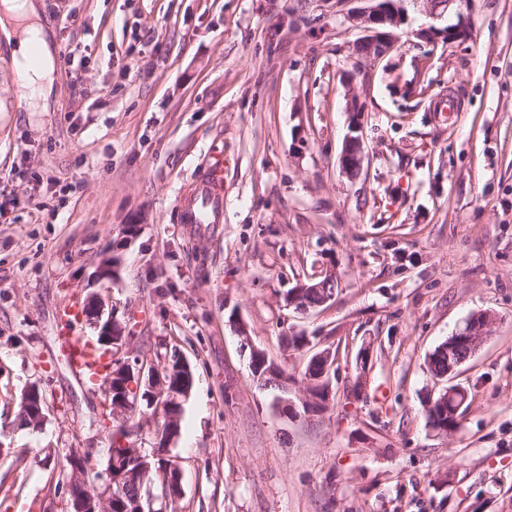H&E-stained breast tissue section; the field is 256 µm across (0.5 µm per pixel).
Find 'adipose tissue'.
I'll list each match as a JSON object with an SVG mask.
<instances>
[{
    "label": "adipose tissue",
    "instance_id": "1",
    "mask_svg": "<svg viewBox=\"0 0 512 512\" xmlns=\"http://www.w3.org/2000/svg\"><path fill=\"white\" fill-rule=\"evenodd\" d=\"M0 38L11 45L13 62L29 89V105L46 99L54 63L32 0H0Z\"/></svg>",
    "mask_w": 512,
    "mask_h": 512
}]
</instances>
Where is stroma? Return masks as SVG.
<instances>
[{
  "label": "stroma",
  "mask_w": 512,
  "mask_h": 512,
  "mask_svg": "<svg viewBox=\"0 0 512 512\" xmlns=\"http://www.w3.org/2000/svg\"><path fill=\"white\" fill-rule=\"evenodd\" d=\"M34 3L54 60L43 109L0 41V512H68L70 449L107 466L105 386L58 339L92 294L125 330L118 358L175 348L193 369L165 450L180 492L151 484L154 512H512V0H473L453 43L419 38L433 20L410 11L377 61L356 51V0ZM206 170L224 221L182 223L178 193ZM329 268L332 301L285 307ZM478 312L490 335L453 378L469 406L435 430L428 356ZM253 346L297 403L308 359L335 351L328 409L284 414ZM33 384L38 429L18 419ZM360 137L350 136L340 156V165L345 171L358 172L361 165ZM265 366H268V362H265V364L261 366L255 375H253V378L262 386L274 385L281 390V392L288 393V375L284 370L274 363H271V365L261 375V371Z\"/></svg>",
  "instance_id": "1"
}]
</instances>
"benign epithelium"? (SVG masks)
Wrapping results in <instances>:
<instances>
[{
    "instance_id": "1",
    "label": "benign epithelium",
    "mask_w": 512,
    "mask_h": 512,
    "mask_svg": "<svg viewBox=\"0 0 512 512\" xmlns=\"http://www.w3.org/2000/svg\"><path fill=\"white\" fill-rule=\"evenodd\" d=\"M369 6L362 8L350 16L356 27L366 32L360 42L362 55L370 60H378L385 56L397 43L396 30L403 26L408 17L407 6L423 11L432 18H440L447 11H453L459 18V23L444 28H424L417 32L421 38L442 36L449 42L463 40L469 35L466 24L472 0H365ZM342 169L354 173L360 169L361 150L360 137L354 135L340 156ZM338 282L336 271L329 269L318 276L297 285L292 291L285 306L297 311H307L312 307L323 306L331 301L336 290L329 286ZM493 323L488 313H479L470 317L464 328L448 338L441 346V351L448 356V370L436 375L441 380H450L458 368L475 355L480 346L490 335ZM335 362V356L330 349H324L313 355V364L318 366L319 374L312 378L305 376L308 387L329 386L330 370ZM136 369L134 388L145 387L151 393L155 387L156 372L153 367L144 366L143 362L126 363V369ZM263 386H275L281 392H288V375L279 366L272 364L265 372L253 375ZM73 469L66 481L73 512H112V484L128 477L122 460L113 457L111 467L106 471L107 479L101 491L90 490L86 479L87 466L85 455L77 453L72 457Z\"/></svg>"
}]
</instances>
